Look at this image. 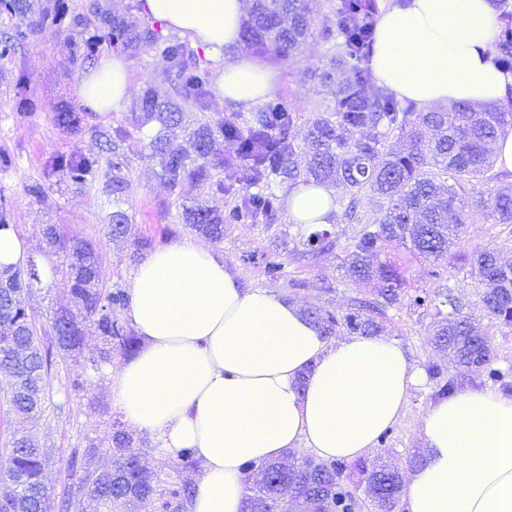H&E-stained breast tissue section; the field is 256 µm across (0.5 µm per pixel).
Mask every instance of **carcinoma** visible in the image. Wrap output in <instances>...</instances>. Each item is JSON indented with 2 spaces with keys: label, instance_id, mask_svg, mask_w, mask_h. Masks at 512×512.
<instances>
[{
  "label": "carcinoma",
  "instance_id": "carcinoma-1",
  "mask_svg": "<svg viewBox=\"0 0 512 512\" xmlns=\"http://www.w3.org/2000/svg\"><path fill=\"white\" fill-rule=\"evenodd\" d=\"M493 7L498 12L495 63L511 73L512 6L509 0H493ZM375 11L376 0H336L334 4L253 0L242 21L243 38L258 56L272 61L299 56L312 35L314 16L321 15L319 35L334 52L323 67L308 69L304 76L327 88L335 105L305 122L293 107L274 96L252 111L245 128L234 116L207 117L194 126L186 123V113L206 109L209 70L179 37L111 14L102 9L101 0H76L70 7L0 0V24L8 26L0 29V62L21 61L25 30H58L64 22L75 62L90 53L83 39L90 27L98 48L132 56L153 54L154 72L159 80L171 83L174 98L161 100L147 90L134 105L133 127L139 131L155 125L147 146L165 157L160 179L182 208V223L214 241L223 239L226 224L271 222L281 209L278 191L285 184L345 187L349 202L344 216L362 225L347 246L346 270L354 281H378L379 299L361 301L340 318L320 307L307 308L303 315L326 336L336 335L340 325L352 333L375 335L380 326L374 315L400 301L403 285L401 275L378 260L384 244L395 243L414 255L438 261L448 253V240L460 235L475 214L483 212L497 224H512V183L490 174L494 160L488 150L489 143L512 129V108L463 103L444 111L421 112L410 100L373 91L370 60L375 37L370 20ZM54 121L73 131L81 127L83 117L65 110ZM99 135L105 139L107 156L53 155L45 162L44 178L26 183L24 192L40 200L55 177L80 190L101 173L106 192L119 201L127 183L134 135L121 123ZM219 140L235 144L232 157L214 155ZM301 145L309 156L303 169L294 161ZM224 169L227 176L214 174ZM240 183L259 190L244 195L222 213L200 203L201 196L230 194ZM190 187L198 196L188 195ZM365 196L381 204L371 219L357 216ZM108 219L111 233L133 238L136 250L151 246V239L138 233L125 212L116 210ZM45 239L63 256L54 274L73 302V308L54 313L56 349L68 357L81 354L85 341L82 317L92 320L101 339L100 361L110 363L114 354L124 359L136 355L139 337L117 313L127 306L128 295L118 285L110 288L100 282L94 245L63 238L53 224L46 228ZM303 245L316 256L331 242L326 230L316 229ZM457 260L476 271L484 288L486 311L512 323V265L502 263L490 248ZM40 282V267L35 263L0 271V391L15 414L32 421L44 413L51 366L33 312L24 301ZM432 345L440 358L462 368L484 367L490 361L485 335L453 313L437 322ZM103 445L92 440L83 449H72L66 466L68 492L57 504L42 493L49 452L31 433L12 437L6 449L7 467L0 471V512H51L55 508L88 512L100 507L106 512H139L155 503L162 512H188L195 484L147 469L120 421L112 424L109 467L92 462ZM245 471L257 472L256 478L248 479L246 512H354L358 507L334 461L305 458L286 465L272 460L258 466L248 463ZM361 474L372 492L375 512H394L405 487L399 475L384 467H364Z\"/></svg>",
  "mask_w": 512,
  "mask_h": 512
}]
</instances>
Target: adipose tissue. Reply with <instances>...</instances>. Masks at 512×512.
Wrapping results in <instances>:
<instances>
[{
    "label": "adipose tissue",
    "instance_id": "1",
    "mask_svg": "<svg viewBox=\"0 0 512 512\" xmlns=\"http://www.w3.org/2000/svg\"><path fill=\"white\" fill-rule=\"evenodd\" d=\"M243 0H145L144 14L187 37L213 61L216 95L249 107L274 88L243 57ZM489 0H400L381 16L372 67L381 86L421 111L512 96L495 65ZM122 61L104 57L81 77L82 104L117 112L129 100ZM294 224H329L336 194L301 184L286 197ZM128 317L144 341L112 378L126 422L177 459L192 449L201 472L188 512H244V466L291 449L352 461L399 423L424 377L386 336L327 339L298 307L247 285L223 255L186 238L151 250L131 276ZM425 462L405 491L407 512H512V394L471 388L431 403L420 420Z\"/></svg>",
    "mask_w": 512,
    "mask_h": 512
}]
</instances>
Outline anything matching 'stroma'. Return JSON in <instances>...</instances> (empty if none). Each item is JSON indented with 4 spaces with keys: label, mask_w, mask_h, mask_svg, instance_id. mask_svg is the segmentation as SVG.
Instances as JSON below:
<instances>
[{
    "label": "stroma",
    "mask_w": 512,
    "mask_h": 512,
    "mask_svg": "<svg viewBox=\"0 0 512 512\" xmlns=\"http://www.w3.org/2000/svg\"><path fill=\"white\" fill-rule=\"evenodd\" d=\"M330 46L319 36H312L303 47L297 62L265 61V68L274 74V94L311 118L314 107H330V96L321 94L316 83L307 81L303 71L326 63ZM131 84L132 100H139L146 89H154L162 97L171 96L168 83L155 80L150 55L124 56ZM94 65L93 60L71 61L65 30L38 32L29 35L24 45V63L16 66L0 64V150L10 153L15 166L0 172V196L12 206L16 233L29 246L36 262L52 260L44 241L46 225H57L69 238L93 243L99 254L100 279L106 286L126 285L136 267L131 255L133 241L112 235L104 216L114 207L131 216L141 234L159 247L194 236L190 226L178 220L179 205L169 197L158 174L162 157L148 148L129 157V184L120 205H113L111 196L103 191L101 181H93L76 192L63 185L50 189L43 200L36 201L23 190L26 182L40 179L43 163L55 152L97 154L101 145L92 129L95 126L129 122L130 110L92 112L84 110L79 100L81 76ZM83 112L85 121L78 132H66L53 122L56 112L64 107ZM328 231L335 241L329 251L314 259L304 257L302 225L290 223L286 212H279L274 223L228 224L224 238L213 248L230 266L240 270L247 280L267 288L301 307H325L344 314L354 300L375 299L377 282H355L345 274V248L359 231L343 214H336ZM485 248L500 251L512 259V224H497L492 219L476 217L460 239L448 248L449 258L431 262L413 257L403 248L391 244L380 255L381 261L397 266L405 279L407 295L421 290L432 299L431 306L415 308L407 300L387 308L379 316L382 335L395 339L408 353L412 365L427 372L435 362L430 332L439 316L435 304L445 294L460 301L459 317L478 326L489 340L491 365L503 374L505 384L512 386V324L491 317L480 294L482 286L470 266L457 263L460 254ZM281 264L282 275L270 279L268 263ZM86 345L75 359H54L49 374L46 411L38 423L37 435L50 450L51 460L45 481L62 497L67 491L65 467L71 449L82 448L89 440L109 436L110 424L119 408L110 392L111 378L123 365L122 358L111 363L93 365L101 341L91 322H84ZM83 387H75L74 379ZM437 387L427 377L423 387L412 391L402 420L365 456L366 464H384L407 476L417 455L423 454L419 437L420 418L432 400Z\"/></svg>",
    "instance_id": "obj_1"
}]
</instances>
